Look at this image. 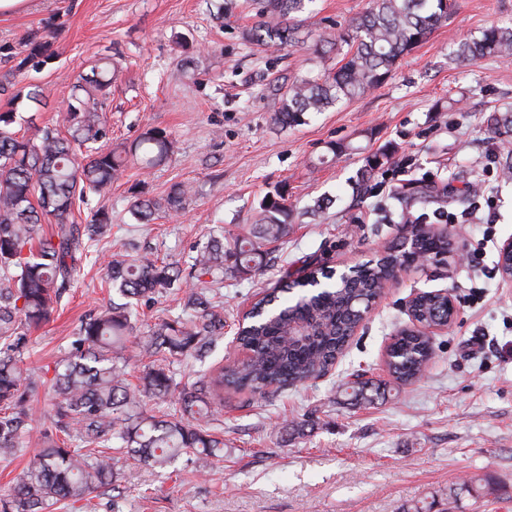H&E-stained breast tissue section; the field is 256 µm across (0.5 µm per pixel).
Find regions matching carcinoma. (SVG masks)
Returning <instances> with one entry per match:
<instances>
[{"mask_svg": "<svg viewBox=\"0 0 512 512\" xmlns=\"http://www.w3.org/2000/svg\"><path fill=\"white\" fill-rule=\"evenodd\" d=\"M455 0H373L364 14L338 33L348 46L332 74L296 79L281 94L271 116L284 129L302 124L312 112H326L381 85L401 58L420 46L448 20ZM304 0H259L261 21L245 32L257 46L286 48L295 42L294 14ZM56 27L49 22L32 33L18 52L0 46V94L15 101L17 78L40 70L57 57ZM467 61L512 56V28L491 26L458 47ZM93 78L78 76L62 111L37 129L36 138L13 130L16 113L0 112V459L12 456L28 432L31 382L25 377L24 353L31 332L49 321L71 287L88 243L112 232V218L94 211L80 223L75 207L89 204L112 189L132 157L144 168L164 161L172 149L166 130L151 128L128 148L108 145L110 130L103 112L114 73L112 57L92 66ZM389 160V150L365 157L361 178H369ZM129 212L139 224L159 213L183 211L191 190L173 185L160 198L132 189ZM258 221L230 239H214L197 250L193 274L183 277L175 262H156L129 252L104 261L107 284L124 302L112 303L83 320L72 337L69 356L56 363L49 382L55 393L50 426L40 431V448L30 458L13 491L0 495V512H45L62 500L86 501L119 479L116 457L95 456L97 448H114L137 464L165 467L183 455L203 471L209 457L224 446L205 423L213 416L215 387L262 398L325 375L378 295L381 283L399 264L416 256L435 258L448 252V239L421 233L412 249L387 252L358 266L346 279L314 266L301 277L281 281L259 301L250 322L239 328L238 346L249 353L241 362L221 367L216 377L190 385L174 381L162 363L145 367L139 382L126 378L123 351L136 331L133 308L163 290L184 292L188 321L164 320L143 343L149 355L163 358L208 357L215 337L224 333V315L206 296L220 281L224 264L241 277L263 266L264 247L288 236L292 210L287 185L272 186L258 200ZM51 224L43 232L41 224ZM424 325L448 321V299L424 295L413 306ZM430 338L400 331L388 347L389 370L397 381L412 384L432 359ZM358 404L380 395L370 380L346 383ZM174 403L179 412L157 417L148 406ZM77 438L87 451L68 446Z\"/></svg>", "mask_w": 512, "mask_h": 512, "instance_id": "1", "label": "carcinoma"}]
</instances>
